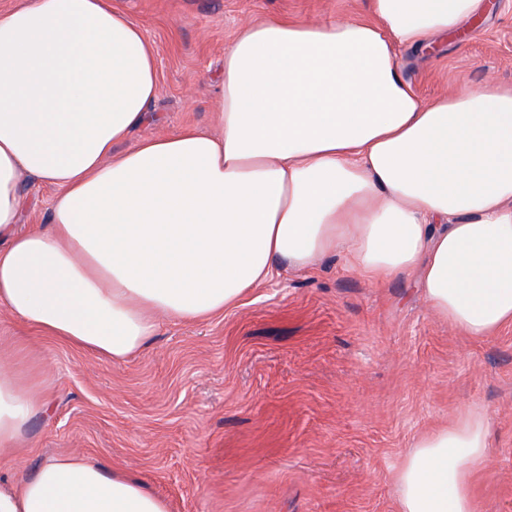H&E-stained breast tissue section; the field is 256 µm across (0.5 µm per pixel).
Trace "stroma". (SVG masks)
I'll use <instances>...</instances> for the list:
<instances>
[{
	"label": "stroma",
	"mask_w": 512,
	"mask_h": 512,
	"mask_svg": "<svg viewBox=\"0 0 512 512\" xmlns=\"http://www.w3.org/2000/svg\"><path fill=\"white\" fill-rule=\"evenodd\" d=\"M153 43L160 91L131 142L212 129L224 51L266 16L307 24L353 17L365 0H112ZM421 99L512 86V9H494L428 49L399 53ZM0 347L48 390L0 479L48 458L120 469L171 512H400L413 443L483 410L487 461L478 512H512V327L475 340L429 308L418 274L374 286L342 257L289 268L201 322L161 320L138 355L109 362L0 309Z\"/></svg>",
	"instance_id": "obj_1"
}]
</instances>
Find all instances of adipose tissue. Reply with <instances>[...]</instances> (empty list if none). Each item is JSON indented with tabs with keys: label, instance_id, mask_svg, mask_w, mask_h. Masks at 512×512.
Wrapping results in <instances>:
<instances>
[{
	"label": "adipose tissue",
	"instance_id": "1",
	"mask_svg": "<svg viewBox=\"0 0 512 512\" xmlns=\"http://www.w3.org/2000/svg\"><path fill=\"white\" fill-rule=\"evenodd\" d=\"M484 0H367L324 25L271 16L224 51L220 133L129 145L160 84L154 48L112 0H19L0 12V308L122 362L157 321H203L282 268L345 253L374 284L418 272L432 311L482 339L512 327V87L422 100L399 49L455 33ZM53 188L22 228L21 185ZM47 404L0 349V457ZM488 417L415 441L400 512H476ZM0 512H170L119 470L59 456Z\"/></svg>",
	"mask_w": 512,
	"mask_h": 512
}]
</instances>
